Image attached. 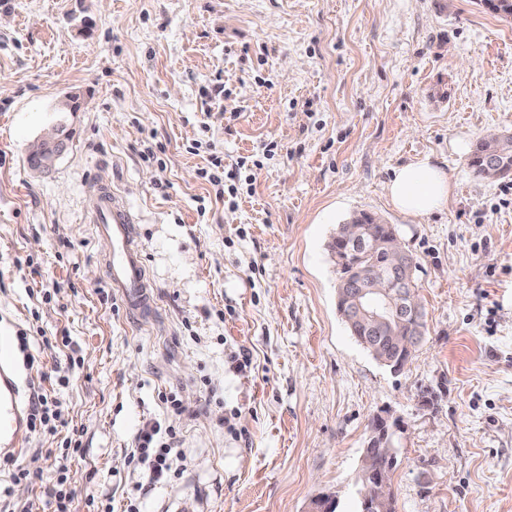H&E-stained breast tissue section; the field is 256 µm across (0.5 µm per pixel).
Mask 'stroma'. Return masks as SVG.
Masks as SVG:
<instances>
[{
    "mask_svg": "<svg viewBox=\"0 0 512 512\" xmlns=\"http://www.w3.org/2000/svg\"><path fill=\"white\" fill-rule=\"evenodd\" d=\"M53 126L65 150L31 168ZM505 129L512 19L481 0H0V334H27L23 393L81 434L71 512H357L381 411L402 426L395 512H512V205L468 166ZM214 151L236 196L199 176ZM422 156L455 190L413 217L384 187ZM99 179L137 217L147 317L106 281ZM361 211L421 264L426 333L397 374L336 308L328 242ZM171 418L180 473L133 494L127 453Z\"/></svg>",
    "mask_w": 512,
    "mask_h": 512,
    "instance_id": "35a3bbf8",
    "label": "stroma"
}]
</instances>
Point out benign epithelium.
<instances>
[{
    "mask_svg": "<svg viewBox=\"0 0 512 512\" xmlns=\"http://www.w3.org/2000/svg\"><path fill=\"white\" fill-rule=\"evenodd\" d=\"M64 150V138L60 130L51 128L32 147L29 156L41 168H48ZM338 239L345 243L333 252L337 271L338 297L347 300L349 308L341 310L348 326H364L369 339L383 352L380 362L399 367L400 353L413 352L420 343L418 334L400 338L389 348L380 342L381 336L406 318L417 320L422 310L417 298V289L408 277L407 270L415 258L398 239L388 243L386 275L389 288H371L365 280V261L373 250L362 237L361 225L349 224L341 231ZM399 425L389 415L377 413L368 422V440L363 450L358 503L362 512H391L393 498L388 472L398 462L396 451Z\"/></svg>",
    "mask_w": 512,
    "mask_h": 512,
    "instance_id": "1",
    "label": "benign epithelium"
}]
</instances>
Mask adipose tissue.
Instances as JSON below:
<instances>
[{
	"instance_id": "adipose-tissue-1",
	"label": "adipose tissue",
	"mask_w": 512,
	"mask_h": 512,
	"mask_svg": "<svg viewBox=\"0 0 512 512\" xmlns=\"http://www.w3.org/2000/svg\"><path fill=\"white\" fill-rule=\"evenodd\" d=\"M385 191L394 207L422 217L447 205L452 184L439 164L424 157L395 168Z\"/></svg>"
}]
</instances>
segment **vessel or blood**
Instances as JSON below:
<instances>
[{
  "label": "vessel or blood",
  "instance_id": "obj_1",
  "mask_svg": "<svg viewBox=\"0 0 512 512\" xmlns=\"http://www.w3.org/2000/svg\"><path fill=\"white\" fill-rule=\"evenodd\" d=\"M93 212L99 236L105 238L107 279L129 311L143 315L151 309L140 252L132 242L134 216L110 185L94 186ZM26 409L14 379L8 355L0 347V447L20 451L27 438Z\"/></svg>",
  "mask_w": 512,
  "mask_h": 512
}]
</instances>
